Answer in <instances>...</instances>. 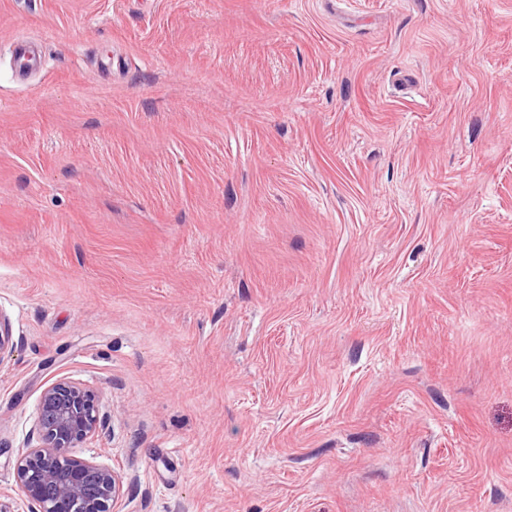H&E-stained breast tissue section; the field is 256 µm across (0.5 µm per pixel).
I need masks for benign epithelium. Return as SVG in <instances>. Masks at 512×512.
<instances>
[{"label": "benign epithelium", "instance_id": "benign-epithelium-1", "mask_svg": "<svg viewBox=\"0 0 512 512\" xmlns=\"http://www.w3.org/2000/svg\"><path fill=\"white\" fill-rule=\"evenodd\" d=\"M9 322L0 316V357L12 352ZM100 397L93 389L60 377L41 393L38 444L14 466V479L31 512H114L123 491L111 467L75 454L100 427Z\"/></svg>", "mask_w": 512, "mask_h": 512}]
</instances>
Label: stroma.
I'll return each instance as SVG.
<instances>
[{
    "instance_id": "obj_1",
    "label": "stroma",
    "mask_w": 512,
    "mask_h": 512,
    "mask_svg": "<svg viewBox=\"0 0 512 512\" xmlns=\"http://www.w3.org/2000/svg\"><path fill=\"white\" fill-rule=\"evenodd\" d=\"M0 314V512L62 376L115 512H512V0H0ZM14 57L21 70L38 66L39 54L36 44L26 38H21L14 45Z\"/></svg>"
}]
</instances>
